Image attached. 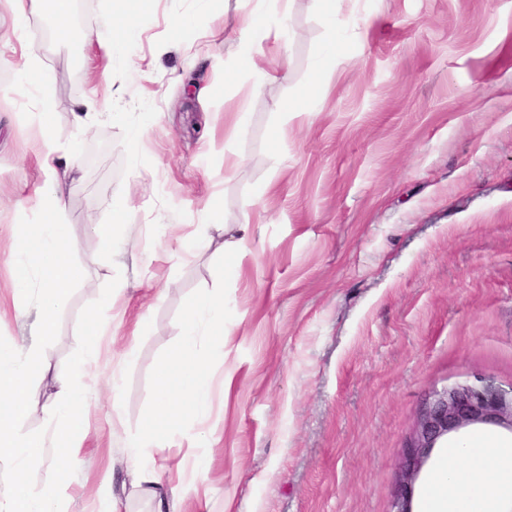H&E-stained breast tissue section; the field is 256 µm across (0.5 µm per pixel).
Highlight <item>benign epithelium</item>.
<instances>
[{
  "mask_svg": "<svg viewBox=\"0 0 512 512\" xmlns=\"http://www.w3.org/2000/svg\"><path fill=\"white\" fill-rule=\"evenodd\" d=\"M479 425L512 431V388L485 378L433 391L418 411L403 452L391 512H413L414 483L438 443L451 433Z\"/></svg>",
  "mask_w": 512,
  "mask_h": 512,
  "instance_id": "1",
  "label": "benign epithelium"
}]
</instances>
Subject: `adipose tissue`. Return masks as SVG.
Segmentation results:
<instances>
[{
    "mask_svg": "<svg viewBox=\"0 0 512 512\" xmlns=\"http://www.w3.org/2000/svg\"><path fill=\"white\" fill-rule=\"evenodd\" d=\"M16 78L22 90L38 92L35 150L46 180L37 199L35 221L19 225L10 244L16 286L25 288L38 283L40 296L34 306L29 343L19 350L0 347V464L10 467L14 484L12 493L0 499V512H58V504L66 496L72 475L82 460V391L98 355L99 328L106 311L122 296L124 285L115 283L102 310L88 315L77 370L74 375L57 380L46 437L21 432L19 423L29 410L31 381L48 371L44 343L56 331L58 314L67 307L77 276L69 261L71 244L58 216L79 165L74 152L60 145L54 136L52 101L36 53L26 56ZM192 238L200 251L211 249L220 255L242 258L248 254L244 239L225 240L223 225L213 223L206 214L195 224ZM223 333V293L204 294L190 302L181 343L163 364L158 406L143 429L127 442V468L135 482L153 494L155 512H175L177 501L184 498L193 481L183 476L177 485H170V468L157 464L149 451L183 430L176 401H187L197 419L209 415L212 385L206 361L214 350L215 337ZM47 438L61 452L58 474L50 486L36 493L29 488L28 471L38 461ZM510 502L512 447L479 439L449 451L441 470L432 479L427 507L429 512H500Z\"/></svg>",
    "mask_w": 512,
    "mask_h": 512,
    "instance_id": "adipose-tissue-1",
    "label": "adipose tissue"
}]
</instances>
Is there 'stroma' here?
<instances>
[{"mask_svg": "<svg viewBox=\"0 0 512 512\" xmlns=\"http://www.w3.org/2000/svg\"><path fill=\"white\" fill-rule=\"evenodd\" d=\"M122 12L121 0H75L88 48L57 40L42 7L29 15L55 136L92 160L61 218L79 278L22 432L46 428L86 315L110 280L128 283L85 395L82 462L61 512H97L100 492L117 512H153L131 486L125 445L154 407L187 305L216 288L224 346L207 368L231 387L215 395L205 438L190 424L151 451L198 476L180 512H390L427 396L478 376L512 387V0H143L130 38L113 24ZM247 25L267 69L287 29L288 81L239 69ZM204 27L214 37L197 53ZM103 46L112 68L93 84L84 59ZM90 97L103 116L81 129L72 110ZM28 109L13 66L0 65V345L15 349L39 296L14 290L1 251L43 182ZM238 110L240 126L226 123ZM119 194L134 203L121 268L89 228L109 222ZM206 203L218 223L248 224L250 255L171 260L191 248ZM131 339L116 431L112 374ZM466 437L512 444L494 426L449 438L415 481V512H427L431 473Z\"/></svg>", "mask_w": 512, "mask_h": 512, "instance_id": "1", "label": "stroma"}]
</instances>
